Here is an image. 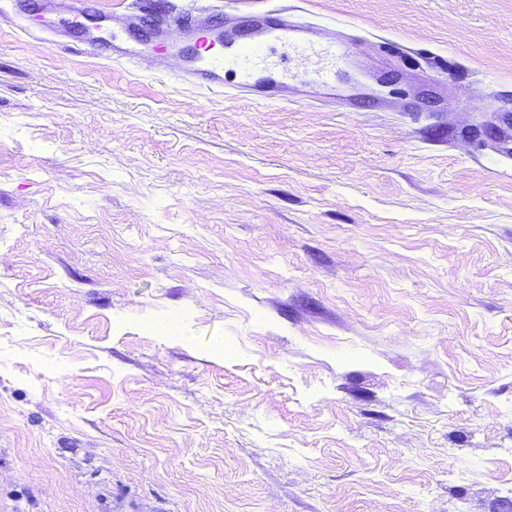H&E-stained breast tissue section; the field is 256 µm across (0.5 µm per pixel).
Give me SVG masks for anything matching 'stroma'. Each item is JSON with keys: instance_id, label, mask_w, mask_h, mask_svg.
<instances>
[{"instance_id": "35a3bbf8", "label": "stroma", "mask_w": 512, "mask_h": 512, "mask_svg": "<svg viewBox=\"0 0 512 512\" xmlns=\"http://www.w3.org/2000/svg\"><path fill=\"white\" fill-rule=\"evenodd\" d=\"M394 93H201L0 0V512H512V0H278Z\"/></svg>"}]
</instances>
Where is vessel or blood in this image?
Here are the masks:
<instances>
[{"label":"vessel or blood","instance_id":"vessel-or-blood-1","mask_svg":"<svg viewBox=\"0 0 512 512\" xmlns=\"http://www.w3.org/2000/svg\"><path fill=\"white\" fill-rule=\"evenodd\" d=\"M38 8L60 15L58 41L75 48L72 34L81 30L91 0H40ZM260 16L261 24L251 26L242 39L225 35L219 8L206 14L186 11L170 22L158 19L138 35L132 34L128 16L115 13L106 16L92 48L98 58L117 62L141 56L148 43L172 45L183 62L182 82L202 92L243 91L260 101L285 102L296 81L318 85L331 96L341 90L339 76L354 53L350 42L323 41L321 30L269 9Z\"/></svg>","mask_w":512,"mask_h":512}]
</instances>
